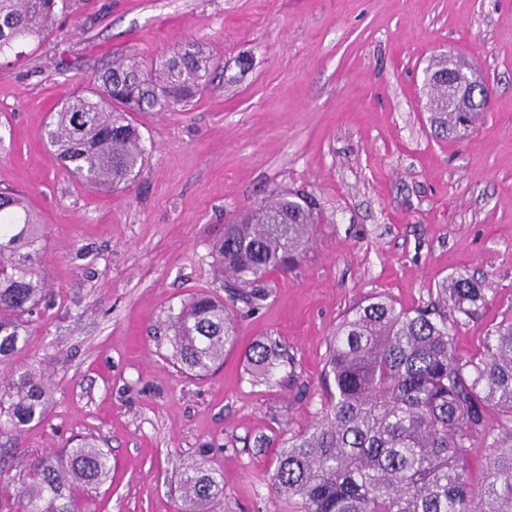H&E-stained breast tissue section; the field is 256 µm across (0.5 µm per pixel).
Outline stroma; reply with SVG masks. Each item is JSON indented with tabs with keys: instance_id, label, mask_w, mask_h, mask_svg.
Wrapping results in <instances>:
<instances>
[{
	"instance_id": "35a3bbf8",
	"label": "stroma",
	"mask_w": 512,
	"mask_h": 512,
	"mask_svg": "<svg viewBox=\"0 0 512 512\" xmlns=\"http://www.w3.org/2000/svg\"><path fill=\"white\" fill-rule=\"evenodd\" d=\"M57 31L0 55V191L46 226L49 306L21 364L55 383L50 411L0 450L19 460L89 440L112 480L88 512H182L183 464L224 479L209 512H298L274 499L276 448L322 416L336 323L381 295L429 303L442 279L487 281L455 330L473 357L512 315V0H71ZM197 41L218 63L210 89L137 115L143 172L104 193L74 179L44 128L113 57L143 66ZM463 56L492 91L461 140L435 137L424 70ZM284 191L319 219L256 308L237 304V344L197 378L170 361L168 322L197 294L223 296L214 246L225 224ZM288 355L270 379L244 352Z\"/></svg>"
}]
</instances>
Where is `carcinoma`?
I'll list each match as a JSON object with an SVG mask.
<instances>
[{
	"instance_id": "cac0c4a2",
	"label": "carcinoma",
	"mask_w": 512,
	"mask_h": 512,
	"mask_svg": "<svg viewBox=\"0 0 512 512\" xmlns=\"http://www.w3.org/2000/svg\"><path fill=\"white\" fill-rule=\"evenodd\" d=\"M69 0H0V54L51 35ZM211 62L190 45L153 72L115 60L48 124L47 138L70 173L110 190L143 171L145 150L134 114L166 112L206 87ZM431 123L462 139L483 105L448 111V87L428 82ZM315 203L280 194L224 225L215 246L218 272L230 293L252 306L263 283L288 271L303 254L315 223ZM44 225L24 197L0 193V365L25 346L29 324L45 296ZM485 303L484 282L467 274L438 283L424 306L399 309L375 296L351 309L330 339L325 377L329 410L284 441L271 477L273 495L298 499L301 512H512V317L487 332L483 351L465 358L453 330ZM171 360L195 377L207 375L237 342V321L224 301L192 298L172 317ZM252 372L269 378L284 365L277 346L256 343L245 353ZM50 379L30 367L0 380V437L47 416ZM500 418L499 429L488 417ZM481 438L491 453L478 491L466 452ZM110 475L108 452L92 442L64 457L46 451L23 467L20 490H0V512H87ZM185 512H205L224 495L222 477L200 463L183 467Z\"/></svg>"
}]
</instances>
